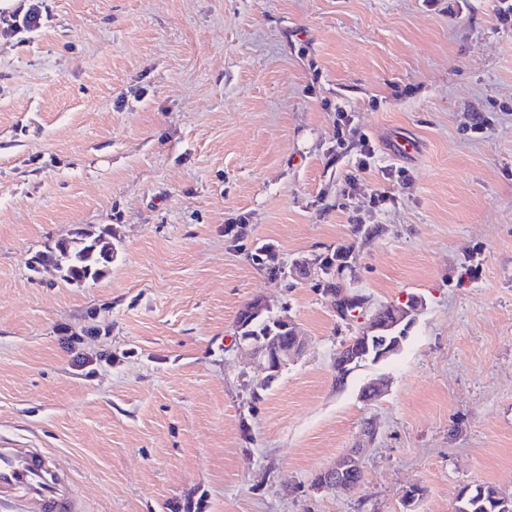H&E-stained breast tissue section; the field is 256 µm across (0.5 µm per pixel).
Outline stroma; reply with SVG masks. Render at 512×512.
Instances as JSON below:
<instances>
[{
	"instance_id": "stroma-1",
	"label": "stroma",
	"mask_w": 512,
	"mask_h": 512,
	"mask_svg": "<svg viewBox=\"0 0 512 512\" xmlns=\"http://www.w3.org/2000/svg\"><path fill=\"white\" fill-rule=\"evenodd\" d=\"M42 8L34 33L0 21V444L56 454L86 512L512 494V0ZM404 137L414 153L394 152ZM85 230L116 248L97 280L33 270ZM267 243L288 263L350 247L336 284L358 317L268 276ZM413 296L400 352L337 384L342 344ZM258 297L307 340L269 384L234 345ZM355 448L363 486L313 491Z\"/></svg>"
}]
</instances>
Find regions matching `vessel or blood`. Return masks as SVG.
Listing matches in <instances>:
<instances>
[{"label": "vessel or blood", "mask_w": 512, "mask_h": 512, "mask_svg": "<svg viewBox=\"0 0 512 512\" xmlns=\"http://www.w3.org/2000/svg\"><path fill=\"white\" fill-rule=\"evenodd\" d=\"M0 504L18 512H82L72 483L43 448L0 447Z\"/></svg>", "instance_id": "b4317fda"}]
</instances>
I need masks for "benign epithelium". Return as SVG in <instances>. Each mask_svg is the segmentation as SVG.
<instances>
[{"instance_id":"1","label":"benign epithelium","mask_w":512,"mask_h":512,"mask_svg":"<svg viewBox=\"0 0 512 512\" xmlns=\"http://www.w3.org/2000/svg\"><path fill=\"white\" fill-rule=\"evenodd\" d=\"M331 301L336 307V313L346 320L356 316L357 308L363 304L359 295L352 294L344 288L336 289V296L332 297ZM421 306L422 300L413 297L403 304L393 306L386 316L374 314L353 342L347 346L344 360L352 363L368 360L364 351L373 339L383 343V347L373 354L374 362L387 359L401 347L403 339L401 328L408 326L414 320ZM288 329L292 330V334L287 341H282L277 336L235 337L237 349L245 352L266 373L268 383L274 381L304 351L305 339L294 330V326L290 325ZM360 469L361 462L357 453L344 455L325 469L326 477L313 486V489L316 491L350 489L352 484L349 481V475Z\"/></svg>"}]
</instances>
